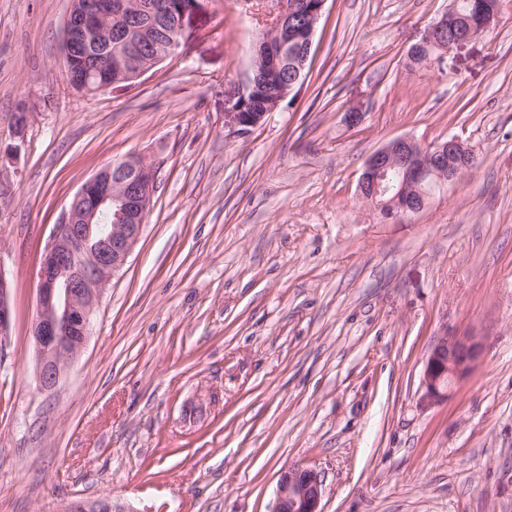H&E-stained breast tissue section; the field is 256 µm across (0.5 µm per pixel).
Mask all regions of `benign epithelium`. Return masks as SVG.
<instances>
[{"label": "benign epithelium", "mask_w": 512, "mask_h": 512, "mask_svg": "<svg viewBox=\"0 0 512 512\" xmlns=\"http://www.w3.org/2000/svg\"><path fill=\"white\" fill-rule=\"evenodd\" d=\"M326 2L315 0L304 27L291 37L282 28L288 13L283 0L276 10L269 12L261 6H252L263 24V36L255 56L254 76L225 91L224 129L229 134L240 136L258 126L292 93L298 75L269 94L263 111H244L256 98L258 74H264L271 82H280L279 61L284 48L294 47L296 72L306 68ZM194 10L195 0H187L181 6L176 32L168 36L165 50L152 59L127 70L120 54L113 55L114 65L126 74V81H136L176 55L184 22ZM110 17L112 0H73L65 25V59L79 60L86 69L93 70L92 46L104 43L106 49H112L104 26ZM444 36L448 37L445 50L474 38L470 33L456 31L453 5L431 23L424 38L409 49L408 56H413L418 47H427ZM473 157V149L456 137L434 145H424L412 137L395 138L369 156L360 178L359 196L375 205L378 198L395 191V210L391 217L403 222L428 204L426 197L419 205L406 201L421 180L435 173H446L451 183L472 170ZM158 168L157 161L138 156L112 162L80 187L55 225L40 269L37 310L31 328L38 390L54 391L83 352L104 289L124 267L140 240L152 204ZM10 289L9 280L0 270V352L6 345L11 322ZM484 347L485 337L473 331L439 340L424 366V400L429 404L448 400L455 385L479 363ZM322 492L323 479L318 471L306 467L286 469L280 474L272 512H321ZM70 512L128 510L112 497L102 496L77 502Z\"/></svg>", "instance_id": "1"}]
</instances>
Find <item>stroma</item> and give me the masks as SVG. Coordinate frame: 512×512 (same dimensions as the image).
<instances>
[{
  "mask_svg": "<svg viewBox=\"0 0 512 512\" xmlns=\"http://www.w3.org/2000/svg\"><path fill=\"white\" fill-rule=\"evenodd\" d=\"M449 0H327L308 75L248 134L224 130L260 29L199 0L177 57L96 96L69 84L70 0H0V512H272L292 466L321 512H512V0L426 67ZM363 112L357 128L344 124ZM31 117L16 135L18 110ZM466 142L480 164L401 223L357 196L389 140ZM158 161L141 239L53 394L30 329L44 250L101 167ZM474 330L447 402L425 361ZM11 285L4 273L0 272V353L6 345V338L8 336L10 322H11V309L9 302ZM484 347L485 336L473 331L439 340L424 366V400L429 404L447 401L455 385L479 363ZM70 512H128L126 508L112 499L111 496H102L96 500L80 501L75 503Z\"/></svg>",
  "mask_w": 512,
  "mask_h": 512,
  "instance_id": "stroma-1",
  "label": "stroma"
}]
</instances>
